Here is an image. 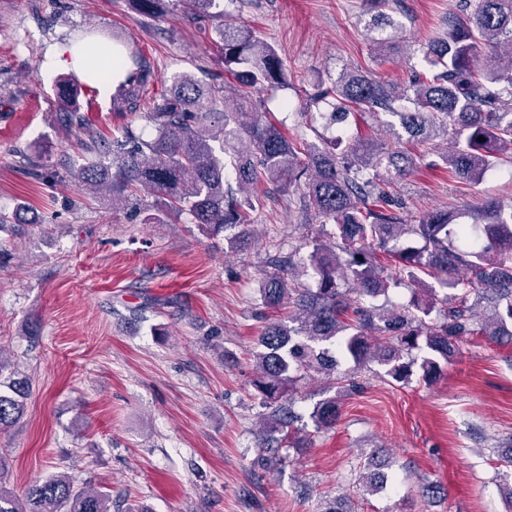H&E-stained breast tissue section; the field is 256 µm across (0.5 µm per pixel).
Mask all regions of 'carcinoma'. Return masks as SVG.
I'll return each mask as SVG.
<instances>
[{
    "instance_id": "carcinoma-1",
    "label": "carcinoma",
    "mask_w": 512,
    "mask_h": 512,
    "mask_svg": "<svg viewBox=\"0 0 512 512\" xmlns=\"http://www.w3.org/2000/svg\"><path fill=\"white\" fill-rule=\"evenodd\" d=\"M217 0H186L190 13L215 22L219 62L244 88L262 92L283 88L287 77L271 43L254 30L213 11ZM471 12L448 17V32L425 51L429 67L413 72L403 88L391 87L362 70H343L317 95L331 112L350 109L383 112L399 118L390 128L392 142L336 138L319 146L288 138L265 119L264 102L224 97L223 86L183 72L173 78L161 102L149 106L154 68L139 54L118 84L112 111L139 114L155 134L145 139L124 127L107 142L77 111L82 86L68 79L55 87L60 124L84 136L91 157L70 171L76 186L94 190L112 209H122L144 190L161 208L144 216L187 215L208 237L238 229L230 244L249 240L250 214L264 184L283 188L307 177L301 198L306 217L323 231L310 240L302 271L318 277L315 289L280 272L261 288L267 307L292 308L288 323L268 324L258 339L250 386L270 409L260 445L277 452L300 448L292 430L298 414L293 386L311 373H334L342 393L359 387L356 376L341 371L342 362L367 359L384 368V376L407 383L414 375L432 381L458 353L467 336H483L512 347V204H485L473 213L433 209L415 224L402 216L403 202L385 190L416 167L407 145L453 135L452 149L441 161L453 176L476 181L512 153V0H472ZM397 24L379 15L367 25V38L381 55L403 48ZM233 169L235 183L224 171ZM332 230H326V225ZM407 236L418 246L401 247ZM393 256L391 271L377 251ZM435 279L450 290L437 299ZM411 286L406 304H380L402 280ZM420 357L405 360L412 351ZM29 378L8 371L0 358V432L23 416ZM311 418L321 430L340 418L337 397L320 400ZM6 459L0 453V512H112L110 495L92 485L78 487L65 475H53L29 487L23 497L6 488Z\"/></svg>"
}]
</instances>
